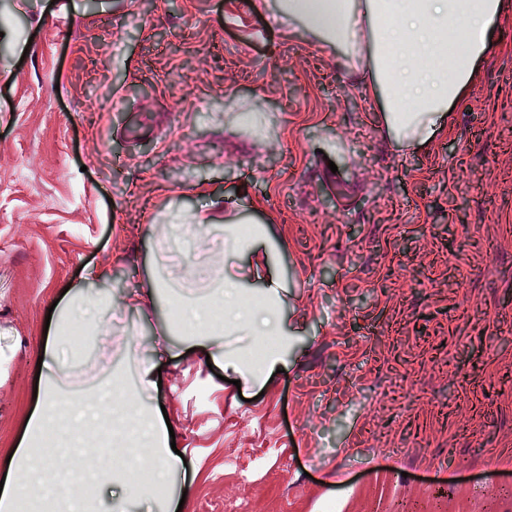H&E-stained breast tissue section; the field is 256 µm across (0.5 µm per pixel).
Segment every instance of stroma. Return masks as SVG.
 <instances>
[{
    "label": "stroma",
    "instance_id": "stroma-1",
    "mask_svg": "<svg viewBox=\"0 0 512 512\" xmlns=\"http://www.w3.org/2000/svg\"><path fill=\"white\" fill-rule=\"evenodd\" d=\"M0 448L24 437L65 287L135 297L200 216L263 237L224 276L281 284L284 336L225 337L259 378L160 354L181 512H512V18L427 141L402 142L354 43L284 0H0ZM112 267L106 283L90 270ZM154 312L112 316L82 390L150 356ZM502 468L485 470L488 460Z\"/></svg>",
    "mask_w": 512,
    "mask_h": 512
}]
</instances>
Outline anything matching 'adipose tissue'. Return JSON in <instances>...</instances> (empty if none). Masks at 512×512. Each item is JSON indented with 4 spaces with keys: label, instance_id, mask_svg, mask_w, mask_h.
Returning a JSON list of instances; mask_svg holds the SVG:
<instances>
[{
    "label": "adipose tissue",
    "instance_id": "ef3b65f1",
    "mask_svg": "<svg viewBox=\"0 0 512 512\" xmlns=\"http://www.w3.org/2000/svg\"><path fill=\"white\" fill-rule=\"evenodd\" d=\"M289 15L302 16L317 31L347 41L354 24L367 31L365 64L375 96L384 102L392 126L404 138H426L439 129L451 102L477 80V67L496 45L495 34L502 19L512 15V0H288ZM280 283L269 279L266 299L249 308L227 289L223 267H211L205 298H189L185 314L175 326H163L161 336L186 331L190 325L206 327L192 347L196 359H211L235 366L237 356L220 338L233 327L243 326L254 336H281L285 321L274 301ZM88 310L86 329L103 336L111 329V302L74 290L58 301L57 320L73 321L80 310ZM222 321H215V313ZM44 380L42 401L28 414L20 447L8 449L4 465L12 480L0 490V512H19L28 504L31 512H65L68 501L61 492L35 489L36 481L58 475L60 465L52 449L46 448L50 421L67 422L76 403L67 399L70 364L55 347L42 351ZM157 365L146 360L136 365L123 398L104 392L89 402L82 429L88 442L98 441L112 422L129 416L138 396L155 388ZM149 440L141 448L136 469L123 472L121 493L111 500L110 512H127V503L145 484L144 471L174 470L181 461L168 451L169 429L165 419L147 414L144 420Z\"/></svg>",
    "mask_w": 512,
    "mask_h": 512
}]
</instances>
